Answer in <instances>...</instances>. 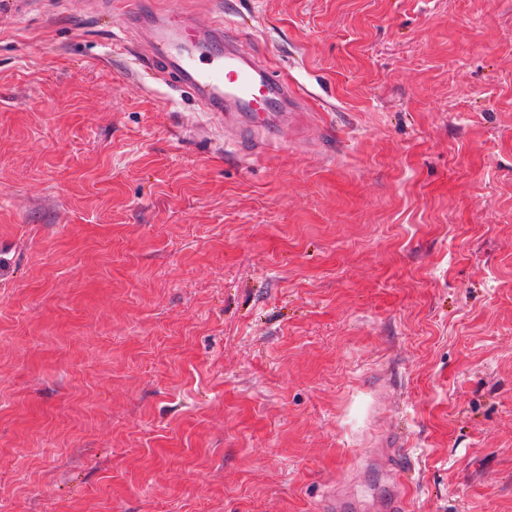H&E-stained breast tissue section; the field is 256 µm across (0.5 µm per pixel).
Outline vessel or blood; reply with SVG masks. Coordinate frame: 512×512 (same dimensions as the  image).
<instances>
[{
    "label": "vessel or blood",
    "mask_w": 512,
    "mask_h": 512,
    "mask_svg": "<svg viewBox=\"0 0 512 512\" xmlns=\"http://www.w3.org/2000/svg\"><path fill=\"white\" fill-rule=\"evenodd\" d=\"M116 16L144 35V51L132 54L135 63L155 68L217 121L244 133L255 126L275 128V113L302 111L301 94L267 61L244 51L247 33L223 19L203 25L174 9L141 11L131 0H119Z\"/></svg>",
    "instance_id": "1"
}]
</instances>
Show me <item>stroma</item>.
<instances>
[{
  "label": "stroma",
  "mask_w": 512,
  "mask_h": 512,
  "mask_svg": "<svg viewBox=\"0 0 512 512\" xmlns=\"http://www.w3.org/2000/svg\"><path fill=\"white\" fill-rule=\"evenodd\" d=\"M306 94L261 156L0 13L6 512H512V0H138Z\"/></svg>",
  "instance_id": "stroma-1"
}]
</instances>
